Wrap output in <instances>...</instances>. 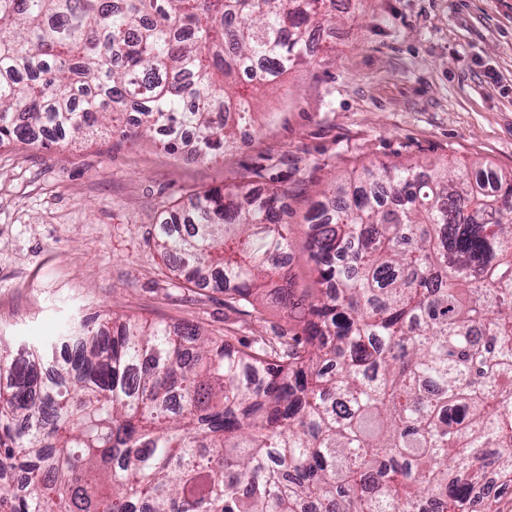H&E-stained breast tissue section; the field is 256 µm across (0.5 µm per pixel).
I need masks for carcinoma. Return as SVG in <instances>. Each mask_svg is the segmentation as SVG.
Returning a JSON list of instances; mask_svg holds the SVG:
<instances>
[{"mask_svg":"<svg viewBox=\"0 0 512 512\" xmlns=\"http://www.w3.org/2000/svg\"><path fill=\"white\" fill-rule=\"evenodd\" d=\"M336 0H0V146L138 114L197 156L311 52ZM282 183L159 224L179 279L300 331L235 341L92 318L0 351V512H498L512 488V174L372 163L310 209L314 297L287 286ZM69 344L57 357L56 347Z\"/></svg>","mask_w":512,"mask_h":512,"instance_id":"carcinoma-1","label":"carcinoma"}]
</instances>
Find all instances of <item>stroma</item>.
Masks as SVG:
<instances>
[{
  "label": "stroma",
  "mask_w": 512,
  "mask_h": 512,
  "mask_svg": "<svg viewBox=\"0 0 512 512\" xmlns=\"http://www.w3.org/2000/svg\"><path fill=\"white\" fill-rule=\"evenodd\" d=\"M311 58L260 88L244 136L200 160L137 134L134 117L51 150L0 148V343H36L105 314L270 334L222 293L187 289L149 237L169 204L261 171L292 189L285 221L298 294L314 291L304 215L330 178L413 160L512 172V0H350Z\"/></svg>",
  "instance_id": "obj_1"
}]
</instances>
